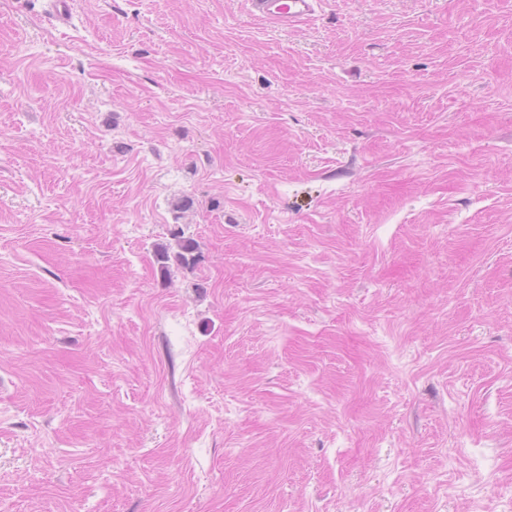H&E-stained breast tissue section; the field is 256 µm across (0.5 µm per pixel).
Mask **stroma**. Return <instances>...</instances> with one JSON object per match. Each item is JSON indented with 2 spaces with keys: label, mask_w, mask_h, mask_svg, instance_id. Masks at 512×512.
Wrapping results in <instances>:
<instances>
[{
  "label": "stroma",
  "mask_w": 512,
  "mask_h": 512,
  "mask_svg": "<svg viewBox=\"0 0 512 512\" xmlns=\"http://www.w3.org/2000/svg\"><path fill=\"white\" fill-rule=\"evenodd\" d=\"M66 2L0 0V512H512V0ZM252 14L278 27L291 28L310 19L323 0H248ZM176 247L177 251L173 253V258L177 265L183 268L194 267L199 259L196 243L191 239L177 236Z\"/></svg>",
  "instance_id": "stroma-1"
}]
</instances>
